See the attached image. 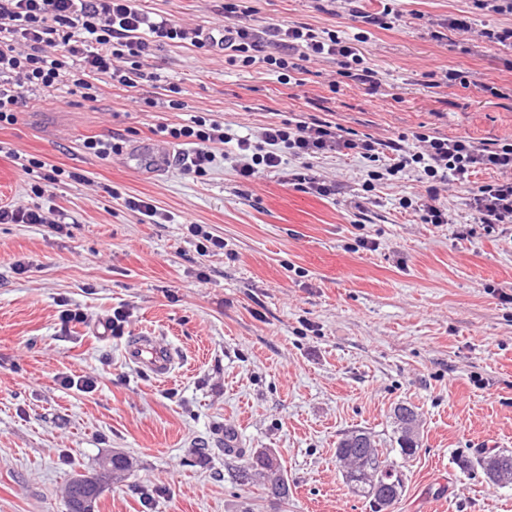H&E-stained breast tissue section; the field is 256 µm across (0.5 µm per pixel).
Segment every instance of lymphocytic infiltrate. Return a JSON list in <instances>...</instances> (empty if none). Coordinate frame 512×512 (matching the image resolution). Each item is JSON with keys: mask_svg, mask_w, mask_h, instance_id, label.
<instances>
[{"mask_svg": "<svg viewBox=\"0 0 512 512\" xmlns=\"http://www.w3.org/2000/svg\"><path fill=\"white\" fill-rule=\"evenodd\" d=\"M223 38L201 27H187L164 14L145 11L141 0H0V126L11 125L28 97L53 93L67 86L96 101V80L106 76L134 89L141 82H159L145 61L154 48L168 45L212 51L223 49L229 65L250 67L266 63L282 79L299 70L301 63L331 59L340 76L377 90L375 71L357 48L364 34L339 36L333 30H316L306 24H252L248 0H223ZM151 134L191 145L193 154L185 175L203 177L224 156L239 178L248 180L278 172L286 157L301 160V170L288 176L296 189L321 196L335 194L334 182L313 171V158L327 154L356 155L383 162L369 180L384 176L425 184L427 200L415 208L421 223L444 224L448 209L439 201V187L465 182L478 169L499 172L500 180L471 189L466 200L473 223L492 228L512 224V138L492 147L466 138H448L414 131L385 144L371 137L343 135L327 121L302 120L271 124L256 135H239L212 115H194L188 122L159 123Z\"/></svg>", "mask_w": 512, "mask_h": 512, "instance_id": "f902f5d3", "label": "lymphocytic infiltrate"}]
</instances>
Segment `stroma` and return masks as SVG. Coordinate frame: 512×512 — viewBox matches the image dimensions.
<instances>
[{
  "instance_id": "1",
  "label": "stroma",
  "mask_w": 512,
  "mask_h": 512,
  "mask_svg": "<svg viewBox=\"0 0 512 512\" xmlns=\"http://www.w3.org/2000/svg\"><path fill=\"white\" fill-rule=\"evenodd\" d=\"M150 12L209 30L216 0H142ZM257 23H305L366 32L361 49L381 85L337 76L331 60L306 63L305 83H281L258 64L225 63L222 50L167 47L147 63L179 86L169 109L146 82L127 92L100 77L96 101L61 90L29 101L0 129V206L39 205L61 228L0 224V512H68L66 488L105 458L129 462L95 512H372L336 460L345 435L397 445L394 409L420 419L418 452L403 460L405 491L386 512H512L498 487L462 463L480 449L512 452V235L476 229L471 187L497 180L478 170L441 201L449 223H421L402 209L421 183L363 184L371 162L314 160L336 181L322 197L288 183V169L249 181L216 159L206 176L181 163L157 173L148 127L207 113L250 134L286 119L325 120L381 141L417 130L491 145L512 135V50L477 30L512 26V13L473 0H401L393 29L365 28L347 0H253ZM472 33L436 41L440 21ZM459 81L448 82V71ZM153 100L142 108L144 100ZM121 133L122 154L103 160L89 136ZM65 170L34 196L16 156ZM169 217L141 222L127 196ZM223 237L200 254L188 225ZM88 320L62 327L64 309ZM129 311L120 334L103 323ZM159 336L181 365L168 379L126 361L130 337ZM92 376L83 392L66 377ZM280 459L288 498L241 485L236 451Z\"/></svg>"
}]
</instances>
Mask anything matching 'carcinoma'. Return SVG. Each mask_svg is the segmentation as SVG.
I'll use <instances>...</instances> for the list:
<instances>
[{
	"label": "carcinoma",
	"instance_id": "1",
	"mask_svg": "<svg viewBox=\"0 0 512 512\" xmlns=\"http://www.w3.org/2000/svg\"><path fill=\"white\" fill-rule=\"evenodd\" d=\"M419 448V439L401 430L399 455L410 457ZM336 458L347 465L344 478L353 492L368 500L375 512L386 507L382 493L387 486L394 485L404 490L402 474L396 460L391 457V449L380 448L369 435L363 432L352 433L341 439L336 447ZM239 465L235 466L234 476L242 484L252 480V475L260 474L269 493L278 499L288 497V481L284 469L277 458L262 454L256 459H244L238 454ZM479 467L490 483L507 487L512 485V453L503 451L490 456L478 455L475 460L463 463L466 469Z\"/></svg>",
	"mask_w": 512,
	"mask_h": 512
}]
</instances>
